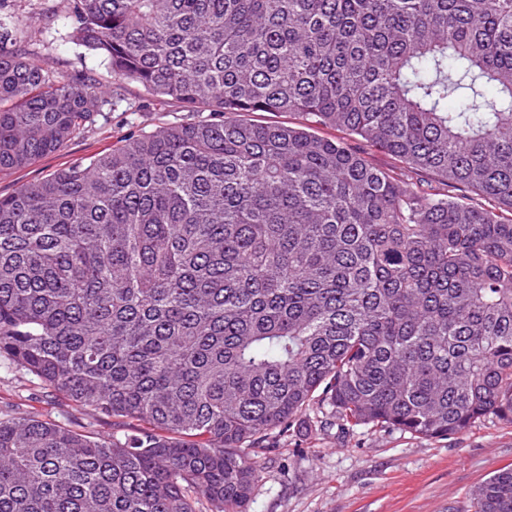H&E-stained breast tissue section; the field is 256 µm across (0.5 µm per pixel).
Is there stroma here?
I'll list each match as a JSON object with an SVG mask.
<instances>
[{"label": "stroma", "instance_id": "obj_1", "mask_svg": "<svg viewBox=\"0 0 512 512\" xmlns=\"http://www.w3.org/2000/svg\"><path fill=\"white\" fill-rule=\"evenodd\" d=\"M28 53L48 68L105 75L104 62L69 38L70 22L44 25L43 0H5ZM181 104H158L137 83H125L123 99L101 128L60 152L0 178V193L86 160L130 134L180 121ZM52 420L91 434L120 436L132 423L82 409L30 373L0 358V417ZM261 480L242 512H474L471 490L512 468V424L495 416L442 438H419L379 427L345 432L309 428L277 439L274 448L253 449Z\"/></svg>", "mask_w": 512, "mask_h": 512}]
</instances>
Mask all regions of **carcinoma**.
<instances>
[{"mask_svg":"<svg viewBox=\"0 0 512 512\" xmlns=\"http://www.w3.org/2000/svg\"><path fill=\"white\" fill-rule=\"evenodd\" d=\"M64 2L111 81L35 64L0 21V175L127 80L211 116L0 194V358L138 423L0 419V512H241L247 450L312 406L347 432L512 424V0ZM472 497L512 512V468Z\"/></svg>","mask_w":512,"mask_h":512,"instance_id":"cac0c4a2","label":"carcinoma"}]
</instances>
